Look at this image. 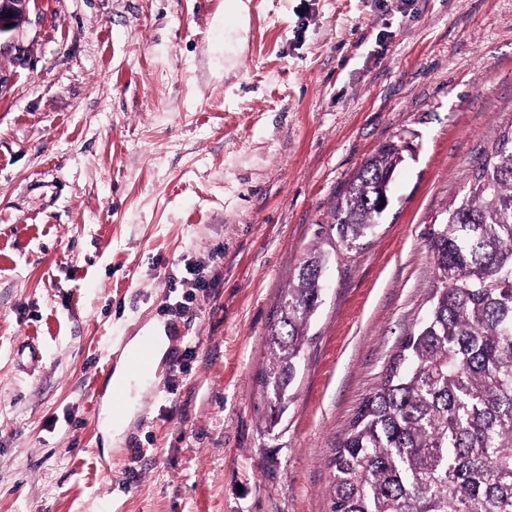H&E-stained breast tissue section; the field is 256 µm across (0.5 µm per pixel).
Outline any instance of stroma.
<instances>
[{"label":"stroma","instance_id":"stroma-1","mask_svg":"<svg viewBox=\"0 0 512 512\" xmlns=\"http://www.w3.org/2000/svg\"><path fill=\"white\" fill-rule=\"evenodd\" d=\"M245 2L239 37L213 0H38L0 49V512H328L429 307V234L512 126V0ZM388 142L391 204L337 250L336 200ZM313 251L273 425L265 338ZM155 324L160 375L113 436L112 376Z\"/></svg>","mask_w":512,"mask_h":512}]
</instances>
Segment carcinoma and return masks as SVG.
Wrapping results in <instances>:
<instances>
[{"label": "carcinoma", "instance_id": "cac0c4a2", "mask_svg": "<svg viewBox=\"0 0 512 512\" xmlns=\"http://www.w3.org/2000/svg\"><path fill=\"white\" fill-rule=\"evenodd\" d=\"M403 162L387 143L333 220L349 250L373 235ZM437 287L329 462V512H512V128L477 161L429 238ZM324 254L300 263L266 339L261 386L278 421L321 301Z\"/></svg>", "mask_w": 512, "mask_h": 512}]
</instances>
